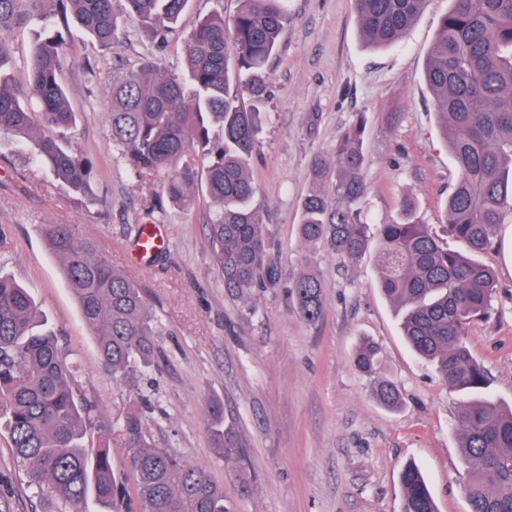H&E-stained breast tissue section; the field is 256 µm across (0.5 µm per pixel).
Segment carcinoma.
<instances>
[{
  "instance_id": "cac0c4a2",
  "label": "carcinoma",
  "mask_w": 512,
  "mask_h": 512,
  "mask_svg": "<svg viewBox=\"0 0 512 512\" xmlns=\"http://www.w3.org/2000/svg\"><path fill=\"white\" fill-rule=\"evenodd\" d=\"M191 2L0 0V142H11L69 191L87 194L91 160L42 133L79 120L60 82L68 54L60 26L74 20L107 53L128 38L130 22L164 47ZM239 2L228 21L218 11L199 20L183 41L185 70H163L145 61L112 82L109 136L136 178L160 180L174 207L190 210L192 189L204 185L216 204L209 237L224 289L243 298L277 280L265 251L262 217L253 206L248 167L257 146L266 64L288 13L286 0ZM450 2L423 65L422 82L435 97L438 124L457 170L444 215L447 232L462 250L448 249L432 234L408 197L394 223L373 228L363 220L362 117L341 135L333 158L315 159V176L332 184L333 195L313 191L303 199L299 233L306 247L327 246L352 262L376 233L378 288L396 306L414 352L434 366L458 399L469 512H512V407L488 396L486 372L467 346L471 325L490 316L496 288L495 274L474 255L491 248L500 226L512 221V0ZM354 3L363 38L383 47L408 33L426 0ZM28 24L39 25L44 38L26 58L27 80L20 88L5 65L12 59L13 32ZM234 81L250 92L251 106L240 102ZM41 233L61 262L105 370L117 378L149 364L157 317L140 285L72 225L43 224ZM291 288L300 316L320 321L325 312L321 281L304 272ZM352 364L374 378L372 394L381 405L401 406L397 385L379 376L380 351L374 343L360 342ZM78 372L27 289L0 275V420L29 487L55 499L57 512H84L90 497L106 512H116L129 492L112 474L108 449H98L91 458L81 445L98 410L80 389ZM207 428L211 447L235 465L241 493L248 494L241 445L224 423L217 397L207 403ZM123 430L132 448L133 492L141 512H231L224 488L206 469L147 441L141 412L127 414ZM400 482L403 512H437L416 465L402 468Z\"/></svg>"
}]
</instances>
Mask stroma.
Wrapping results in <instances>:
<instances>
[{"label":"stroma","instance_id":"stroma-1","mask_svg":"<svg viewBox=\"0 0 512 512\" xmlns=\"http://www.w3.org/2000/svg\"><path fill=\"white\" fill-rule=\"evenodd\" d=\"M238 8V0H193L167 47L133 31L106 55L71 26L61 77L82 119L58 135L94 160L93 190L71 193L1 144L0 274L28 288L59 346L79 364L78 381L100 414L82 444L90 452L107 447L125 487L134 477L123 419L135 408L148 441L204 467L233 512H402L400 471L410 461L424 472L438 512H468L455 399L435 368L410 350L379 291L377 242L350 262L306 248L298 234L313 159L333 157L339 135L361 115L367 223H393L408 196L420 220L457 249L443 222L456 170L433 95L420 79L449 0H427L406 36L389 48L363 39L354 0H288V23L267 63L270 93L250 161L253 204L278 277L245 298L224 290L208 237L214 207L205 191L194 188L192 211L179 213L160 185L137 182L108 135L113 80L146 58L182 69L181 42L198 18L215 11L229 18ZM151 222L164 229L166 249L137 258L126 227ZM44 224H71L95 238L113 265L142 285L159 317L151 366L121 379L101 368L96 340L40 233ZM480 260L497 286L493 312L471 327L468 346L496 400L512 406V269L497 247ZM307 269L324 286L326 311L315 324L301 318L290 292ZM363 339L381 347L380 374L400 389V408L381 406L372 379L352 367ZM213 396L223 400L243 447L252 484L245 498L234 470L210 446L206 401ZM0 512H57L54 500L33 495L1 425Z\"/></svg>","mask_w":512,"mask_h":512}]
</instances>
